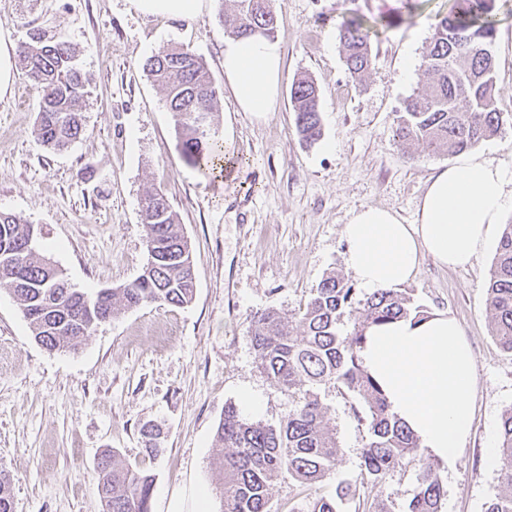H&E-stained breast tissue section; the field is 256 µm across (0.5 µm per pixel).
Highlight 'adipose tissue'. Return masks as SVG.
I'll list each match as a JSON object with an SVG mask.
<instances>
[{
	"instance_id": "adipose-tissue-1",
	"label": "adipose tissue",
	"mask_w": 512,
	"mask_h": 512,
	"mask_svg": "<svg viewBox=\"0 0 512 512\" xmlns=\"http://www.w3.org/2000/svg\"><path fill=\"white\" fill-rule=\"evenodd\" d=\"M146 17L196 20L205 0H129ZM283 71L280 41L260 33L224 41V78L238 111L267 118L275 111ZM512 201V179L472 159L441 168L420 201L416 223L377 206L356 211L343 227L346 265L367 290L406 283L420 261L465 267L483 253ZM392 409L434 461L454 468L470 431L476 397L474 356L459 323L436 312L417 322L371 327L361 351Z\"/></svg>"
}]
</instances>
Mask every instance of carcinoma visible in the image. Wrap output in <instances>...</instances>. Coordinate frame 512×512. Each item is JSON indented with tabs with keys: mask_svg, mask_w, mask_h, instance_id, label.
<instances>
[{
	"mask_svg": "<svg viewBox=\"0 0 512 512\" xmlns=\"http://www.w3.org/2000/svg\"><path fill=\"white\" fill-rule=\"evenodd\" d=\"M233 34H246L263 24L274 31L277 23L271 0H233ZM496 0H452L449 13L435 24L426 51L421 89L400 110L396 136L415 141L430 154L463 153L498 134L504 113L498 109L496 61L488 46L496 32ZM387 14L368 19L355 15L339 30L346 71L362 76L371 65V34L377 26L391 28ZM18 57L25 73L40 89L33 134L52 150H63L82 131L79 103L86 79L75 66V52L41 38L20 45ZM142 68L165 93L179 135L182 156L206 174L217 162L233 163L216 141L214 122L217 92L202 56L178 47H166L148 57ZM295 124L304 142L322 136L320 91L308 78L290 89ZM146 227L148 274L122 288L85 294L69 287L61 270L34 253L28 222L22 216L0 212V286L19 301L34 339L49 351L76 349L100 324L87 305H98L112 318L121 309L165 302L190 303L196 290L188 242L177 212L162 192L141 200ZM493 334L500 348L512 355V222L504 225L495 263L486 283ZM353 321L343 334V317ZM413 317L427 311L411 307L410 299L395 289L356 295L343 278L330 274L297 313V330L278 312L267 308L251 318L252 346L263 371L277 385L297 396L294 408L277 426L249 422L238 408L224 405L216 441L224 449V512H269L271 488L286 472L303 484L321 480L336 462L338 445L326 421L320 390L327 384L353 394L361 404L356 420L367 427L361 456L365 478L381 480L395 469L418 467L416 491L407 512H442L445 490L435 463L425 455L410 429L392 412L381 386L360 356L366 332L374 325ZM499 493L485 512H512V407L501 418L498 443ZM97 491L106 512H151L154 478L123 467L115 454L98 464ZM356 490L339 486L333 495H319L310 512H337V502L353 498ZM0 512H13L11 479L0 471Z\"/></svg>",
	"mask_w": 512,
	"mask_h": 512,
	"instance_id": "carcinoma-1",
	"label": "carcinoma"
}]
</instances>
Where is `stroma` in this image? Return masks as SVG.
<instances>
[{
    "label": "stroma",
    "mask_w": 512,
    "mask_h": 512,
    "mask_svg": "<svg viewBox=\"0 0 512 512\" xmlns=\"http://www.w3.org/2000/svg\"><path fill=\"white\" fill-rule=\"evenodd\" d=\"M273 0L275 36L283 48L275 112L258 120L236 111L224 82L221 15L231 0H211L192 23L145 17L128 0H0V38L13 45L36 34L75 50L85 74L83 130L66 150L47 149L32 132L39 88L18 74L0 98V212L34 226V249L60 268L72 287L95 292L132 282L147 262L139 201L162 191L177 211L195 265L196 293L183 307L146 304L100 324L77 349L50 352L33 338L14 295L0 288V470L12 480L15 512H104L97 462L113 450L124 466L155 477L151 512L197 489L209 512L224 510V473L216 430L225 404L251 422L279 425L292 403L264 374L253 349L252 314L273 308L292 317L315 288L345 265L342 228L352 212L378 206L403 223L448 155L429 156L395 136L402 103L423 84L422 61L448 0ZM403 14L371 40L372 64L352 79L339 43L343 18ZM500 132L473 155L512 176V0H497ZM201 54L217 91L216 136L234 160L213 179L188 166L178 148L165 94L142 70L167 45ZM311 77L321 93L323 134L302 141L290 102L293 82ZM499 233L473 265L425 259L400 290L427 311L460 324L475 360L477 396L470 434L453 469H440L442 512H484L498 493V465L487 455L512 408V356L499 348L485 282ZM336 432L334 466L316 485L284 474L273 485L270 512H308L315 494L357 486L339 512H367L374 500L406 512L414 472L396 470L361 483L366 427L353 419V397L320 391ZM164 433V451L147 452L144 425Z\"/></svg>",
    "instance_id": "stroma-1"
}]
</instances>
